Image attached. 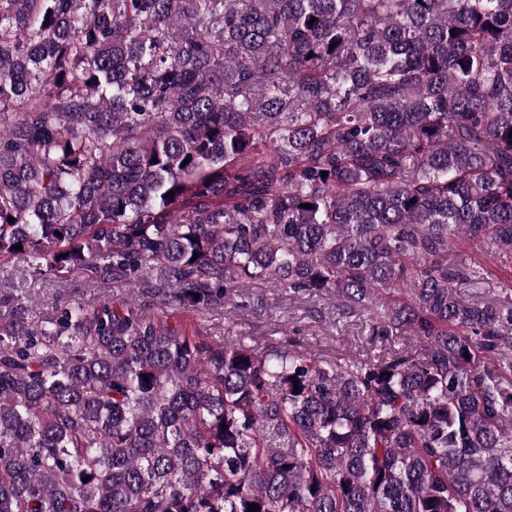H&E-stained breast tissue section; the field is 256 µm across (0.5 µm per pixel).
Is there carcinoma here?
<instances>
[{
	"mask_svg": "<svg viewBox=\"0 0 512 512\" xmlns=\"http://www.w3.org/2000/svg\"><path fill=\"white\" fill-rule=\"evenodd\" d=\"M460 242L512 259V0H0V262L412 337L1 326L0 512H512V307ZM163 286V279L154 270L135 288L132 306L147 315L165 312L169 323L183 324L216 339L235 326L238 336L234 337L258 351L271 340H281L296 342L318 356L366 358L408 344L406 336H373L369 315L343 313L334 296L316 301L307 297L289 299L288 293L273 284L255 285L233 301L201 314L164 307L167 288Z\"/></svg>",
	"mask_w": 512,
	"mask_h": 512,
	"instance_id": "cac0c4a2",
	"label": "carcinoma"
}]
</instances>
